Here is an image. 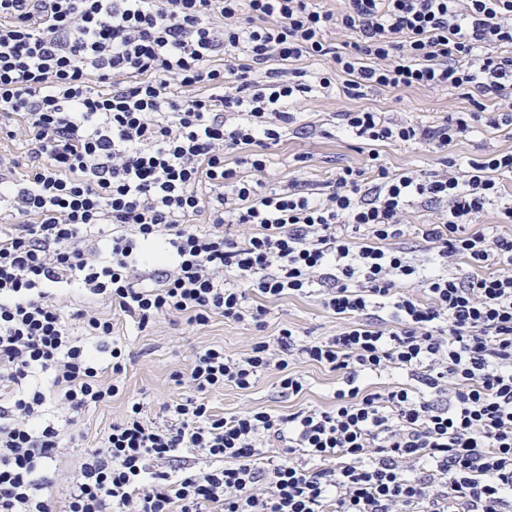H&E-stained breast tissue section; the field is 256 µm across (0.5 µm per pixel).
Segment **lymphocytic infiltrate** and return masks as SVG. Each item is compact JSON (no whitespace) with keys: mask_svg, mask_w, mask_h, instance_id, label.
Masks as SVG:
<instances>
[{"mask_svg":"<svg viewBox=\"0 0 512 512\" xmlns=\"http://www.w3.org/2000/svg\"><path fill=\"white\" fill-rule=\"evenodd\" d=\"M315 58L331 65L314 83ZM317 87L458 90L473 109L428 125L337 113L364 161L325 191L266 188L271 147ZM0 117L26 158L0 174L15 221L0 232V512H512V206L463 229L501 198L512 151L447 153L512 124V0H0ZM379 143L442 167L392 172ZM416 200L440 209L417 232L422 265L402 245ZM64 286L84 301L69 318ZM286 295L342 327L203 349L174 374L195 395L165 404L166 423L130 401L78 476L52 471L80 414L124 391L100 302L142 330L215 314L261 329L265 299ZM298 363L342 372L329 408L224 417L205 399L272 369L300 395ZM394 369L412 384L373 387ZM199 456L209 467H188Z\"/></svg>","mask_w":512,"mask_h":512,"instance_id":"lymphocytic-infiltrate-1","label":"lymphocytic infiltrate"}]
</instances>
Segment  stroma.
<instances>
[{
	"instance_id": "35a3bbf8",
	"label": "stroma",
	"mask_w": 512,
	"mask_h": 512,
	"mask_svg": "<svg viewBox=\"0 0 512 512\" xmlns=\"http://www.w3.org/2000/svg\"><path fill=\"white\" fill-rule=\"evenodd\" d=\"M367 107L398 120L424 125L438 121L448 113L472 109L470 101L458 91L424 88L371 91L356 99L344 96L337 89L324 94L314 93L304 101L298 116L297 126H305V134H297V127L288 128L280 144L272 148L273 163L265 176L266 184L278 188L287 185L290 167L299 155L307 158L301 176L320 187L335 177L338 167L360 163L364 158L362 144L338 134L336 115ZM508 150H512V129L506 127L472 133L448 147L450 155L469 158ZM379 151L389 166L400 171L423 173L436 169L438 163L437 155L413 145L386 144L380 146ZM269 307L271 315L261 330L215 315L204 325L167 317L142 331L129 317L113 313L112 332L127 345L132 357L123 379L124 393L82 414V437L77 447L64 450L58 457L57 472L70 477L79 473L86 451L98 446L112 422L122 418L129 398L140 399L146 420L165 422L162 405L190 394L189 389L174 383L173 376L188 370L197 351L220 347L226 355L237 357L254 342L288 326L313 340L335 335L342 325L341 320L313 297L287 296L270 301ZM296 370L305 380V389L299 396L282 394L280 376L272 371L262 374L251 390L227 386L209 392L207 400L216 413L224 416L249 408L286 414L303 407L330 406L338 383L337 373L308 363L297 365Z\"/></svg>"
}]
</instances>
